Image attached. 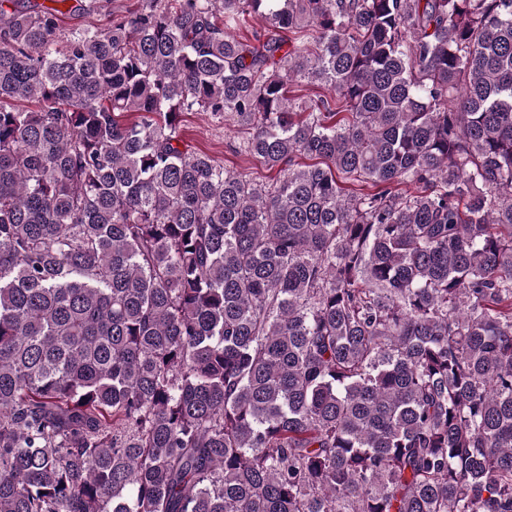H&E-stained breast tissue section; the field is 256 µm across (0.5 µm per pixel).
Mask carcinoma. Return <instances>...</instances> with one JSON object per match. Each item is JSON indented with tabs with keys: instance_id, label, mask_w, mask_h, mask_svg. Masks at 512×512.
Listing matches in <instances>:
<instances>
[{
	"instance_id": "1",
	"label": "carcinoma",
	"mask_w": 512,
	"mask_h": 512,
	"mask_svg": "<svg viewBox=\"0 0 512 512\" xmlns=\"http://www.w3.org/2000/svg\"><path fill=\"white\" fill-rule=\"evenodd\" d=\"M0 512H512V0H0ZM36 2L61 12L58 25L61 33L66 34L89 25L104 28L118 12L134 11L141 4V0H111L100 3V7L88 15L74 16L69 13V2H60V0H36ZM180 132L195 150L206 152L224 164V168L242 173L260 183H270L275 171L267 170L256 159L240 150L245 138L237 127L225 126L210 112H185L181 116Z\"/></svg>"
}]
</instances>
